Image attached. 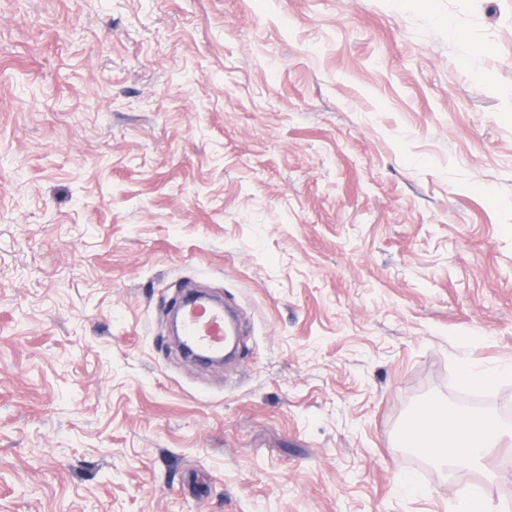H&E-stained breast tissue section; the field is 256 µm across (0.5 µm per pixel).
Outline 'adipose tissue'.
<instances>
[{
  "label": "adipose tissue",
  "mask_w": 512,
  "mask_h": 512,
  "mask_svg": "<svg viewBox=\"0 0 512 512\" xmlns=\"http://www.w3.org/2000/svg\"><path fill=\"white\" fill-rule=\"evenodd\" d=\"M406 433L427 448L431 457L457 469L480 460L488 448L512 435L487 415L445 403L436 405L425 425L407 426Z\"/></svg>",
  "instance_id": "adipose-tissue-1"
}]
</instances>
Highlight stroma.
I'll list each match as a JSON object with an SVG mask.
<instances>
[{
	"label": "stroma",
	"instance_id": "obj_1",
	"mask_svg": "<svg viewBox=\"0 0 512 512\" xmlns=\"http://www.w3.org/2000/svg\"><path fill=\"white\" fill-rule=\"evenodd\" d=\"M436 10L0 0V512H512V442L402 438L512 429L459 375L512 361V0ZM186 288L232 365L178 348ZM434 407L435 414L427 416L423 426H413L411 422L425 416L428 408L414 415L406 426V433L427 448L431 457L453 468H467L480 460L488 448L505 438L511 439V431L504 430L487 415L456 410L447 403Z\"/></svg>",
	"mask_w": 512,
	"mask_h": 512
}]
</instances>
